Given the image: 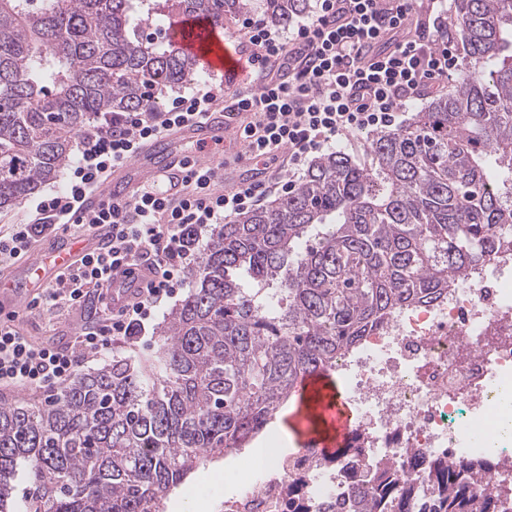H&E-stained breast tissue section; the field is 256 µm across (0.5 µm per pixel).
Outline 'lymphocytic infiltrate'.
Masks as SVG:
<instances>
[{"instance_id":"1","label":"lymphocytic infiltrate","mask_w":512,"mask_h":512,"mask_svg":"<svg viewBox=\"0 0 512 512\" xmlns=\"http://www.w3.org/2000/svg\"><path fill=\"white\" fill-rule=\"evenodd\" d=\"M316 14L290 31L249 15L240 31L259 82L256 93L225 97L214 81H195L149 112H103L79 136L64 191L36 195L28 212L0 225V265L27 254L58 231L80 239L100 225L112 235L97 251L59 272L33 298L27 312L89 309L65 346H48L0 321V390L55 392L83 363L115 338L142 340L147 327L186 284L211 226L260 204L262 182L219 185L217 169L186 170L174 190L145 186L127 203H103L86 213L87 194L101 188L112 169L131 161L141 144L215 111H243L241 131L250 160L285 161L301 170L316 153L365 131L401 127L409 104L431 84L452 78L458 58L443 32L447 0H429L424 23L411 21L417 0H317Z\"/></svg>"}]
</instances>
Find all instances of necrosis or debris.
I'll use <instances>...</instances> for the list:
<instances>
[{"mask_svg":"<svg viewBox=\"0 0 512 512\" xmlns=\"http://www.w3.org/2000/svg\"><path fill=\"white\" fill-rule=\"evenodd\" d=\"M354 411L343 461L316 442L242 465L238 489L217 512H293L291 483L305 512L346 491L350 470L390 466L423 484L432 461L492 460L479 492L512 498V436L487 440L512 411V253H502L447 297L397 311L336 362Z\"/></svg>","mask_w":512,"mask_h":512,"instance_id":"obj_1","label":"necrosis or debris"}]
</instances>
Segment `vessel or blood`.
<instances>
[{
    "mask_svg": "<svg viewBox=\"0 0 512 512\" xmlns=\"http://www.w3.org/2000/svg\"><path fill=\"white\" fill-rule=\"evenodd\" d=\"M168 35L174 47L195 56L202 63L204 72L222 75L225 85L236 86L247 71V52L243 51L240 45H229L227 40L208 32L203 18H196L187 24L173 23ZM239 124L240 118L236 115L222 121L212 116L168 132L145 144L129 164L114 169L101 190L89 198V207H98L108 199L115 202L130 200L139 194L143 186L161 179L164 175L185 169L186 158L179 150L180 145L185 142L203 146V153L198 154L196 158L197 165L217 167L222 158L209 152V145H212L215 137L220 134L224 135L225 139H234L239 131ZM97 244V239H84L55 248L50 261H43L37 254L22 260L19 264L20 269L33 276L29 283V294H36L43 287L46 281L44 265H51L56 272L64 270L81 254L93 250ZM22 303L23 299L18 296L13 281L8 280L0 285L1 317H9ZM316 414L321 415L333 429L331 439L321 441L320 446L327 452H335L336 448L341 447L351 423V412L341 392L332 391L317 410L301 408L297 423L304 440L316 438L312 420Z\"/></svg>",
    "mask_w": 512,
    "mask_h": 512,
    "instance_id": "b4317fda",
    "label": "vessel or blood"
}]
</instances>
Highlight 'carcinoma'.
<instances>
[{"label": "carcinoma", "mask_w": 512, "mask_h": 512, "mask_svg": "<svg viewBox=\"0 0 512 512\" xmlns=\"http://www.w3.org/2000/svg\"><path fill=\"white\" fill-rule=\"evenodd\" d=\"M254 7L0 0V210L55 181L97 115L153 110L147 84L197 72L194 56L141 37L144 16L222 28ZM308 8L261 4L280 26ZM456 8L455 89L372 137L368 163L326 153L293 192L220 225L156 351L116 352L39 404L0 399V512H165L170 491L247 447L305 378L512 248V0ZM475 476L465 459L434 462L421 512H504ZM417 495L378 468L318 512H386L387 498Z\"/></svg>", "instance_id": "carcinoma-1"}]
</instances>
